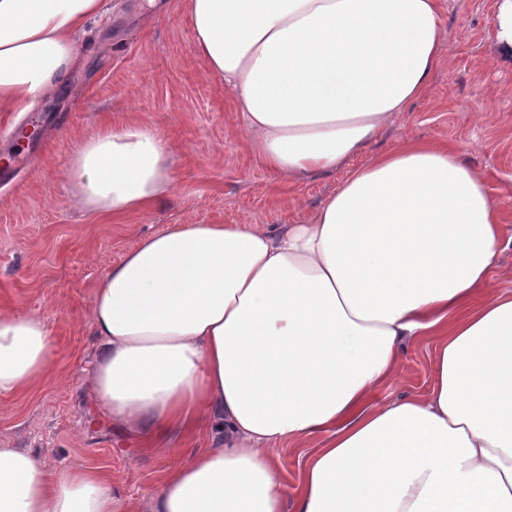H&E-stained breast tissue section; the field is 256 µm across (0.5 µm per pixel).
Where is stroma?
Listing matches in <instances>:
<instances>
[{
    "mask_svg": "<svg viewBox=\"0 0 512 512\" xmlns=\"http://www.w3.org/2000/svg\"><path fill=\"white\" fill-rule=\"evenodd\" d=\"M439 2L446 49L428 93L362 154L294 182L259 161L223 80L193 50L184 0H109L108 13L80 34L82 61L57 95L26 116L0 112V129L18 121L38 132L0 160V310L40 314L55 340V364L44 379L0 394V446L29 449L49 469L74 462L100 469L127 512H149L148 497L175 459L136 448L119 426L98 420L88 393L97 281L143 236L174 224L296 223L351 171L410 141L461 146L466 162L485 174L512 236V63L495 55L497 0ZM127 122L155 128L167 141L173 196L117 219L73 207L68 158L101 129ZM429 362L426 343L406 342L401 372L378 400L425 393Z\"/></svg>",
    "mask_w": 512,
    "mask_h": 512,
    "instance_id": "35a3bbf8",
    "label": "stroma"
}]
</instances>
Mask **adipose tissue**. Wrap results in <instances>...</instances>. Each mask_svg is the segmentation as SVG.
Instances as JSON below:
<instances>
[{"label":"adipose tissue","instance_id":"ef3b65f1","mask_svg":"<svg viewBox=\"0 0 512 512\" xmlns=\"http://www.w3.org/2000/svg\"><path fill=\"white\" fill-rule=\"evenodd\" d=\"M102 0H0V112L54 96ZM193 50L224 82L262 163L291 181L361 153L441 62L437 0H185ZM72 205L120 217L173 193L153 128L101 130L70 157ZM500 209L461 147L406 142L355 169L309 217L261 230L177 224L100 276L89 381L98 416L169 450L150 512H512V291L486 287ZM433 344L422 396L379 402L402 347ZM36 314L0 311V393L54 363ZM324 442L293 495L282 445ZM0 512H124L112 478L0 448Z\"/></svg>","mask_w":512,"mask_h":512}]
</instances>
